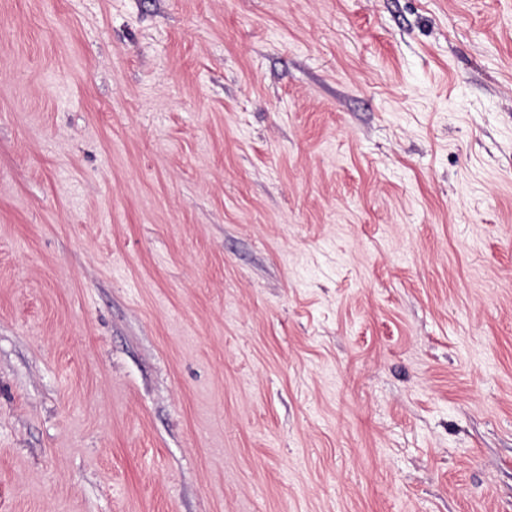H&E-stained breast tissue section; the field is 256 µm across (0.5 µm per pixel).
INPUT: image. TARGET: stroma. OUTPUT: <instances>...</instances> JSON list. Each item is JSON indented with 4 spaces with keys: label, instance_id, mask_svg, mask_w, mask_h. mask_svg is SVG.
<instances>
[{
    "label": "stroma",
    "instance_id": "35a3bbf8",
    "mask_svg": "<svg viewBox=\"0 0 512 512\" xmlns=\"http://www.w3.org/2000/svg\"><path fill=\"white\" fill-rule=\"evenodd\" d=\"M0 512H512V0H0Z\"/></svg>",
    "mask_w": 512,
    "mask_h": 512
}]
</instances>
